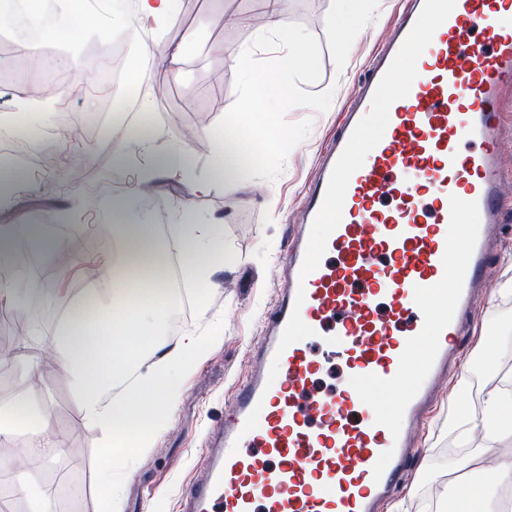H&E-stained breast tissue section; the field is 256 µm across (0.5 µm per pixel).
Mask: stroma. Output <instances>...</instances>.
I'll use <instances>...</instances> for the list:
<instances>
[{
    "instance_id": "35a3bbf8",
    "label": "stroma",
    "mask_w": 512,
    "mask_h": 512,
    "mask_svg": "<svg viewBox=\"0 0 512 512\" xmlns=\"http://www.w3.org/2000/svg\"><path fill=\"white\" fill-rule=\"evenodd\" d=\"M368 9V26L358 37L344 41L330 31L329 0H288L285 23L305 33L304 49L312 56L313 66L281 68L282 57L296 53L293 44L284 47L272 42L253 56L257 73L281 76L290 84L292 96L278 102L266 123L242 128L252 153L244 190L217 183L203 196L170 184L135 192L133 170L116 167L114 157L121 150L135 154L136 137L117 140L113 120L96 118L100 101L124 98L127 90L106 85L99 72L85 71L82 55L71 57L67 83L58 98L50 101L49 119L41 126L43 138L27 147L32 169H47L56 191L40 192L39 180H32V192L20 195L12 209L0 211V227L27 217L43 224L67 205L72 212L66 228L96 227L83 237L74 262L40 256L46 290L39 307L49 315L42 329L53 330L64 319L67 304L91 288V281L80 274L78 259L93 257L104 266L112 263V251L104 245L110 237L111 216L98 208V201L125 197L132 223L162 226L171 224L179 204L189 203L201 222L222 219L224 240L233 254L214 272L212 287L202 293L203 305L178 311L172 323L170 333L178 336L191 328L205 331L212 318L220 317L223 334L186 375L183 391L152 448L131 461L117 512H175L179 495L202 459L203 434L223 419L235 387L251 366L260 319L276 300L275 275L287 260L290 227L302 214L305 186L315 174L322 148L337 134L340 112L357 94L370 58L386 43L399 16L397 0H370ZM262 12L261 0H180L178 20L165 38L185 43L184 63L177 74L143 79L139 87L140 94L153 97L155 104L143 131L178 138L191 133L188 145L200 170L208 168L211 130L224 125L247 101L265 95L262 85L243 82L235 63L238 51L253 44ZM113 16V11H105V22L96 29L74 24L61 37L48 32L42 55L59 53L69 42L101 47L121 34L111 24ZM503 234L504 245L487 266L491 308L478 313L474 334L461 340L464 369L482 361L484 379L464 399L454 387L458 375H451V387L441 388L439 402L414 450L408 480L385 512H425L429 499L445 500L449 481L477 484L494 478L479 460L486 437L477 423L486 391L501 386L503 378L512 379V369L506 367L512 362V298L505 293L512 286V208L505 213ZM38 350L41 361L33 378H24L19 362L0 371V401L19 393L46 398L51 405L50 427L63 433L65 446L53 450L51 461L37 467L20 457L18 450L28 440L18 436L0 444V460L20 470L37 468L44 482L64 483L67 494L57 499L56 512H99L103 432L83 418L59 350L48 341L40 343Z\"/></svg>"
}]
</instances>
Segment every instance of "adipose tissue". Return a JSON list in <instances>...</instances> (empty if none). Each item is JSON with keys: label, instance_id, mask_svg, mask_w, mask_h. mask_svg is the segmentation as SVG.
<instances>
[{"label": "adipose tissue", "instance_id": "adipose-tissue-1", "mask_svg": "<svg viewBox=\"0 0 512 512\" xmlns=\"http://www.w3.org/2000/svg\"><path fill=\"white\" fill-rule=\"evenodd\" d=\"M178 2L134 0V23L129 27L136 52L161 57L168 75L182 65L183 48L158 44L153 35L175 22ZM256 110V103H248L230 126L212 131L207 176L199 175L196 155L174 137L162 150L156 146L157 135L140 137L137 153L116 154L115 162L133 167L141 182L155 184L166 178L189 187L196 196L208 193L218 180L241 187L249 155L234 129L247 124ZM111 212L112 242L120 249L119 257L108 267L84 260V276L100 287L69 307L52 336L84 417L106 434L103 512H114L131 458L152 447L165 411L182 392L183 374L203 359L210 338L221 330L216 321L206 337L192 332L169 336L179 296L169 285L166 258L172 254L180 259L186 283L206 288L227 255L221 225L197 223L188 210L179 211L165 233L155 224L127 223L125 199L113 200ZM79 242V234H58L32 220L0 227V305L23 312L28 299L43 291L40 280L16 265L18 244L56 254L76 250ZM49 413L44 400L18 398L1 405L0 440L12 438L23 427L29 434L28 457L61 447L60 439L47 434ZM502 484H512L511 462L499 464L493 485L467 488L454 483L450 494L458 512H490Z\"/></svg>", "mask_w": 512, "mask_h": 512}]
</instances>
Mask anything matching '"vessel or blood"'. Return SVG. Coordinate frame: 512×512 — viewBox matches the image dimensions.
Returning <instances> with one entry per match:
<instances>
[{"label":"vessel or blood","instance_id":"1","mask_svg":"<svg viewBox=\"0 0 512 512\" xmlns=\"http://www.w3.org/2000/svg\"><path fill=\"white\" fill-rule=\"evenodd\" d=\"M511 87L512 0H405L320 161L252 372L204 435L178 512H380L404 484L503 244ZM327 358L345 366L329 394L314 387Z\"/></svg>","mask_w":512,"mask_h":512}]
</instances>
